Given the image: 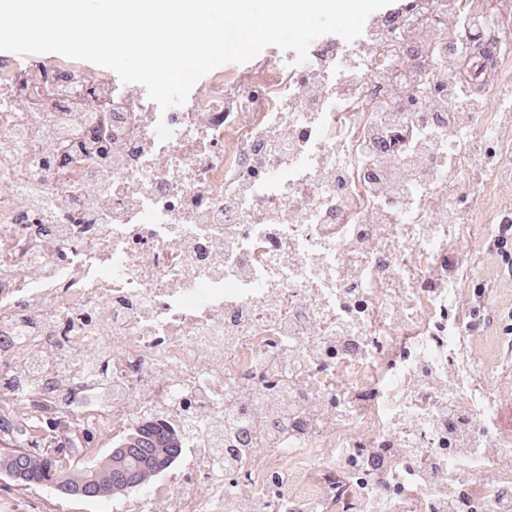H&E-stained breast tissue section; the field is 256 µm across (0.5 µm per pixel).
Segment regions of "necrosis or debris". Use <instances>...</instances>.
<instances>
[{
	"label": "necrosis or debris",
	"instance_id": "necrosis-or-debris-1",
	"mask_svg": "<svg viewBox=\"0 0 512 512\" xmlns=\"http://www.w3.org/2000/svg\"><path fill=\"white\" fill-rule=\"evenodd\" d=\"M490 7L512 17V0H399L354 44L325 36L302 63L267 49L261 81L220 66L164 111L107 68L0 58V366L44 332L62 365L105 346L111 400L49 376L15 395L116 438L160 414L195 451L112 512H434L422 456L447 512H512L494 366L464 354L468 294L446 264L483 248L460 203L472 171L494 178L512 154L491 153L502 131L484 112L449 124L432 90ZM483 45L486 105L505 93L512 30ZM396 69L402 96L380 79ZM413 99L395 147L387 118ZM60 127L74 147L53 188L41 163ZM427 142L429 179L409 181L405 158ZM59 228L64 249L29 252ZM230 405L228 468L210 427ZM361 448L382 457L379 477Z\"/></svg>",
	"mask_w": 512,
	"mask_h": 512
}]
</instances>
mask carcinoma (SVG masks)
I'll return each instance as SVG.
<instances>
[{
	"mask_svg": "<svg viewBox=\"0 0 512 512\" xmlns=\"http://www.w3.org/2000/svg\"><path fill=\"white\" fill-rule=\"evenodd\" d=\"M57 429L46 409L40 419L21 414L17 422H0L8 441V447L0 448V471L8 473L14 486H42L71 499H120L147 488L171 467L183 440L181 431L157 416L91 458L89 448H70L55 440Z\"/></svg>",
	"mask_w": 512,
	"mask_h": 512,
	"instance_id": "1",
	"label": "carcinoma"
}]
</instances>
